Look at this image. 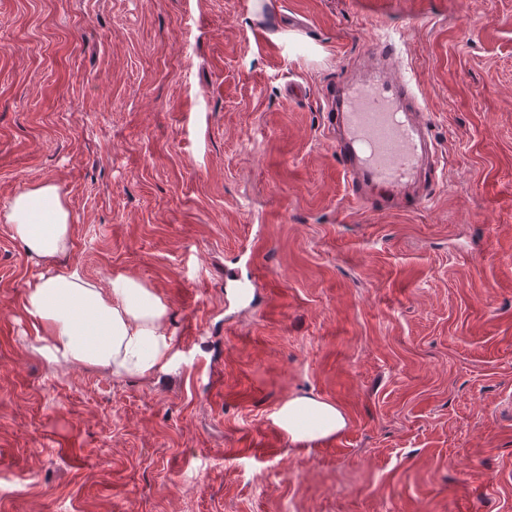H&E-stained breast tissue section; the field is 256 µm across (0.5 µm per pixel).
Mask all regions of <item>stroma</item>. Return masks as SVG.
Segmentation results:
<instances>
[{"label":"stroma","mask_w":512,"mask_h":512,"mask_svg":"<svg viewBox=\"0 0 512 512\" xmlns=\"http://www.w3.org/2000/svg\"><path fill=\"white\" fill-rule=\"evenodd\" d=\"M385 32L445 160L412 212L325 129ZM45 183L60 270L153 288L176 357L48 363L0 223V512H512V0H0V213ZM296 395L346 428L290 442Z\"/></svg>","instance_id":"stroma-1"}]
</instances>
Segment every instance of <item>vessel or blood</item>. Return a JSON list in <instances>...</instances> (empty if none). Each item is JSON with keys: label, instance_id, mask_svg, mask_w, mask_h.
I'll list each match as a JSON object with an SVG mask.
<instances>
[{"label": "vessel or blood", "instance_id": "b4317fda", "mask_svg": "<svg viewBox=\"0 0 512 512\" xmlns=\"http://www.w3.org/2000/svg\"><path fill=\"white\" fill-rule=\"evenodd\" d=\"M384 63L370 80L344 86L328 102L330 128L339 130L336 153L350 200L375 211L422 207L410 186L424 166L430 142L411 79L390 68V43L373 49Z\"/></svg>", "mask_w": 512, "mask_h": 512}]
</instances>
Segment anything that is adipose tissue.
Segmentation results:
<instances>
[{
    "instance_id": "1",
    "label": "adipose tissue",
    "mask_w": 512,
    "mask_h": 512,
    "mask_svg": "<svg viewBox=\"0 0 512 512\" xmlns=\"http://www.w3.org/2000/svg\"><path fill=\"white\" fill-rule=\"evenodd\" d=\"M0 222L42 268L27 285L22 309L43 357L128 378H152L169 368V307L160 294L121 273L103 288L79 270L58 271L71 249V215L55 185L17 194ZM273 419L295 443L332 438L346 426L335 404L309 395L288 398Z\"/></svg>"
}]
</instances>
